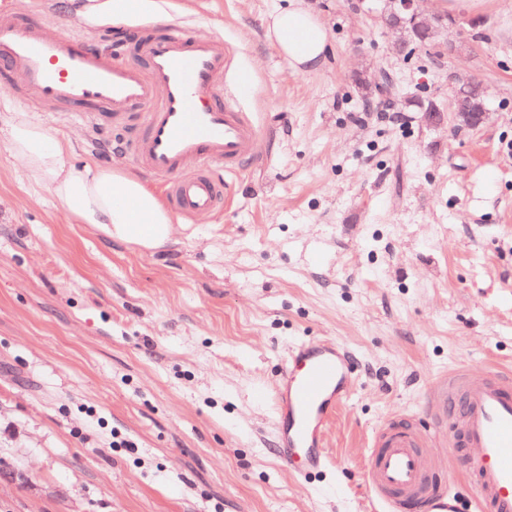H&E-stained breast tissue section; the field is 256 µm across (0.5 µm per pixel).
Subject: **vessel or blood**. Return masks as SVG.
<instances>
[{
    "label": "vessel or blood",
    "instance_id": "1",
    "mask_svg": "<svg viewBox=\"0 0 512 512\" xmlns=\"http://www.w3.org/2000/svg\"><path fill=\"white\" fill-rule=\"evenodd\" d=\"M137 54L101 50L81 36H48L43 23L0 0V74L18 75L27 88L18 102L60 103L93 128L123 129L121 150L134 165L163 179L171 210L189 221L224 207L219 171H238L254 156L260 129L251 113L225 93L233 54L221 39H199L172 24L163 34L141 31ZM353 375L341 343L316 338L291 351L276 384L279 457L303 479L330 465L325 432L347 399ZM439 425L453 447L466 449L463 476L474 512H512V373L485 377L457 371L433 393ZM428 434L388 421L373 437L365 479L379 512H464L447 466L428 455Z\"/></svg>",
    "mask_w": 512,
    "mask_h": 512
}]
</instances>
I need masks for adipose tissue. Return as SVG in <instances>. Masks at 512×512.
Instances as JSON below:
<instances>
[{"label": "adipose tissue", "instance_id": "obj_1", "mask_svg": "<svg viewBox=\"0 0 512 512\" xmlns=\"http://www.w3.org/2000/svg\"><path fill=\"white\" fill-rule=\"evenodd\" d=\"M266 28L294 70L323 63L326 28L312 11L297 5L278 9ZM0 144L21 164L25 177L76 223L91 225L105 239L148 250L174 241L177 229L170 212L140 175L78 162L72 140L52 136L39 118L14 116L0 126Z\"/></svg>", "mask_w": 512, "mask_h": 512}]
</instances>
